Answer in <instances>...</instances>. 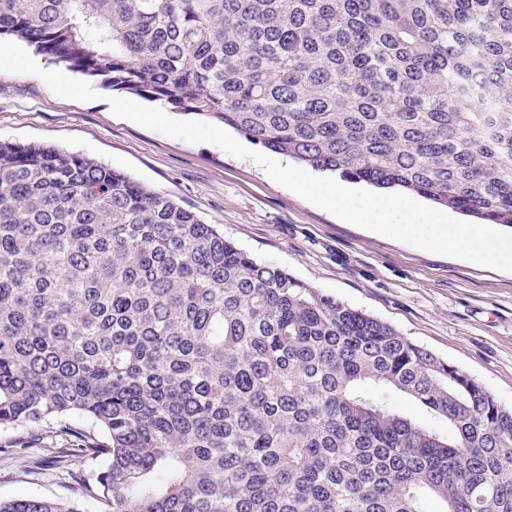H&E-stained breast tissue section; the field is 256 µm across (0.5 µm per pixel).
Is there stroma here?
Instances as JSON below:
<instances>
[{"instance_id":"stroma-1","label":"stroma","mask_w":512,"mask_h":512,"mask_svg":"<svg viewBox=\"0 0 512 512\" xmlns=\"http://www.w3.org/2000/svg\"><path fill=\"white\" fill-rule=\"evenodd\" d=\"M100 98L65 99L32 74L0 71V140L45 143L101 160L220 225L258 261L288 269L362 309L481 382L512 407V271L434 253L345 222L274 182L252 161L114 116ZM0 430V499H67L93 465L72 453L33 464Z\"/></svg>"}]
</instances>
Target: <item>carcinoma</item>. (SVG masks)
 I'll use <instances>...</instances> for the list:
<instances>
[{
	"label": "carcinoma",
	"instance_id": "1",
	"mask_svg": "<svg viewBox=\"0 0 512 512\" xmlns=\"http://www.w3.org/2000/svg\"><path fill=\"white\" fill-rule=\"evenodd\" d=\"M0 41L512 227V0H0ZM40 425L103 465L0 512H512V408L475 378L102 161L0 141V429ZM388 403L398 412L410 416L415 420L428 423L439 432H448V425L446 421L439 418H433L425 411V409L400 393H391L388 397Z\"/></svg>",
	"mask_w": 512,
	"mask_h": 512
}]
</instances>
